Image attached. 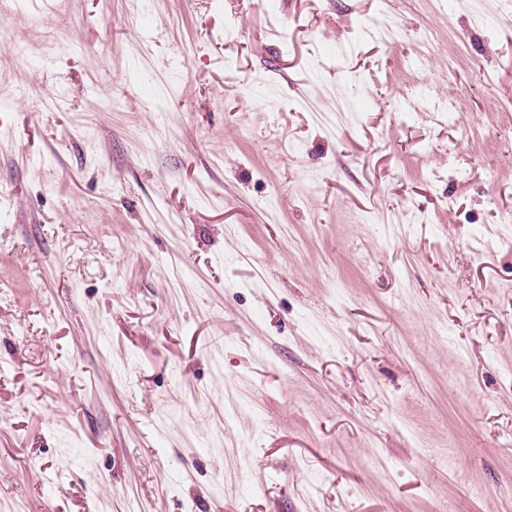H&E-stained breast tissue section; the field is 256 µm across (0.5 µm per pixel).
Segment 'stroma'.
Segmentation results:
<instances>
[{"instance_id": "stroma-1", "label": "stroma", "mask_w": 512, "mask_h": 512, "mask_svg": "<svg viewBox=\"0 0 512 512\" xmlns=\"http://www.w3.org/2000/svg\"><path fill=\"white\" fill-rule=\"evenodd\" d=\"M512 0H0V512H512Z\"/></svg>"}]
</instances>
